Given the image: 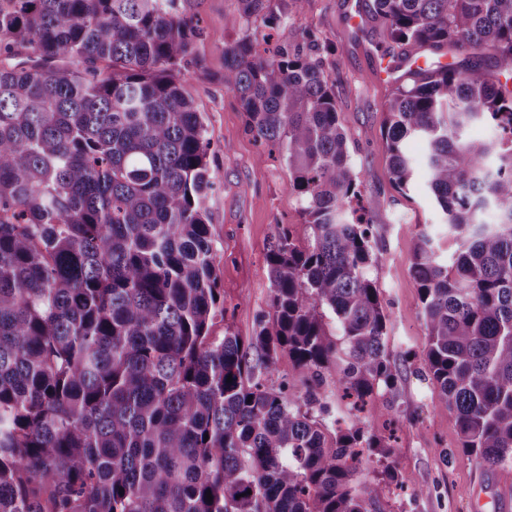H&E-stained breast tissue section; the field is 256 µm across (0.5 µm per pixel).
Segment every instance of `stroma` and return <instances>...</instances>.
Wrapping results in <instances>:
<instances>
[{
  "label": "stroma",
  "instance_id": "obj_1",
  "mask_svg": "<svg viewBox=\"0 0 512 512\" xmlns=\"http://www.w3.org/2000/svg\"><path fill=\"white\" fill-rule=\"evenodd\" d=\"M190 8L203 34L185 86L206 125L218 179L208 213L224 315L213 331L220 336L229 328L246 337L268 309L267 247L283 229L302 239L308 228L289 189L285 161L246 132L240 104L224 86V48L239 34L225 20L235 14L236 0H191ZM356 8L366 21L360 32L349 21ZM306 33L324 48V69L350 139L362 204L373 218L378 260L371 275L389 314V348L400 371L394 393L371 399L363 412L366 425L378 432L397 417L395 453L410 487L403 495L384 492L378 506L381 512H512V496L504 497L499 487L500 470L484 468L463 450L456 417L442 403L424 361L426 330L410 271L412 252L423 232L434 237L441 255L455 246L423 180L406 191L391 180L382 147L383 106L405 77L399 71L381 85L372 74L374 53L392 51L395 44L373 15L371 0H307L276 25L267 46L293 45Z\"/></svg>",
  "mask_w": 512,
  "mask_h": 512
}]
</instances>
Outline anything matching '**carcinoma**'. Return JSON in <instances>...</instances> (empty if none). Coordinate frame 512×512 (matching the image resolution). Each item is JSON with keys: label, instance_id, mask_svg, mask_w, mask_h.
I'll return each mask as SVG.
<instances>
[{"label": "carcinoma", "instance_id": "obj_1", "mask_svg": "<svg viewBox=\"0 0 512 512\" xmlns=\"http://www.w3.org/2000/svg\"><path fill=\"white\" fill-rule=\"evenodd\" d=\"M186 0H0V512H376L404 477L360 417L399 371L372 220L321 48L260 50L306 0H237L224 86L278 150L305 224L269 245V312L224 316ZM410 50L485 49L385 104L394 184L423 171L456 249L421 234L425 363L462 448L512 464V0H372ZM493 135L479 138L474 129ZM425 145L422 160L407 144ZM496 219L483 220L485 211ZM286 354L302 397L268 385ZM336 374L348 415L317 389ZM232 382H227V378ZM209 439H204V436ZM381 467L375 487L359 471ZM212 499H207V495Z\"/></svg>", "mask_w": 512, "mask_h": 512}]
</instances>
